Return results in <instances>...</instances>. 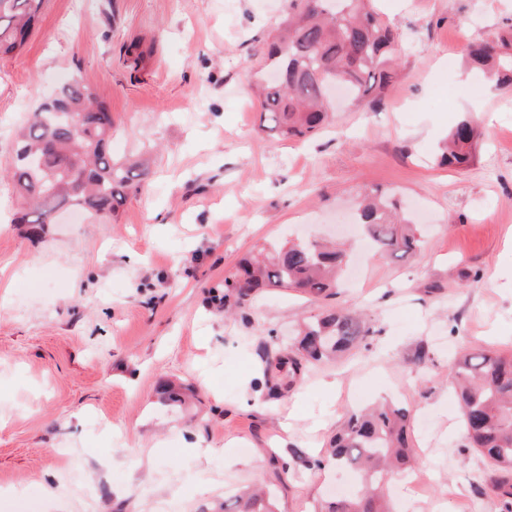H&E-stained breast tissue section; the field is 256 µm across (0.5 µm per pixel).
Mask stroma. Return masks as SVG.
<instances>
[{
	"instance_id": "stroma-1",
	"label": "stroma",
	"mask_w": 512,
	"mask_h": 512,
	"mask_svg": "<svg viewBox=\"0 0 512 512\" xmlns=\"http://www.w3.org/2000/svg\"><path fill=\"white\" fill-rule=\"evenodd\" d=\"M377 6L402 39L383 102L301 141L267 128L252 90L288 0H44L0 59V171L27 113L75 77L112 114L113 160H150L108 222L15 223L22 203L0 178V512H213L251 483L279 512H322L357 487L311 465L355 393L409 410V468L434 481L391 475L392 512H495L491 487L474 490L484 462L448 362L512 353V92L484 86L458 50L511 32L512 0ZM133 42L150 51L137 65ZM466 112L479 116L473 162L433 165ZM374 186L421 220L423 246L381 257L354 236L363 277L331 303L366 316L369 346L289 384L275 355L318 304L281 289L226 317L209 293L259 249L353 223ZM168 384L190 388L185 405L163 403ZM281 438L301 460L273 462Z\"/></svg>"
}]
</instances>
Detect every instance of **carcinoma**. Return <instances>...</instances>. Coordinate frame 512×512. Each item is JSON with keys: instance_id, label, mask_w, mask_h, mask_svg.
<instances>
[{"instance_id": "obj_1", "label": "carcinoma", "mask_w": 512, "mask_h": 512, "mask_svg": "<svg viewBox=\"0 0 512 512\" xmlns=\"http://www.w3.org/2000/svg\"><path fill=\"white\" fill-rule=\"evenodd\" d=\"M288 21L267 51L271 76L260 87V106L283 139L311 137L329 118L327 84L340 83L355 104L379 100L390 86L398 35L372 8V0H289ZM43 0H0V56L18 52L31 34ZM462 58L497 88H512V33L494 41L468 42ZM480 136L463 115L436 156L440 166L463 168L474 159ZM112 113L77 78L59 86L27 117L16 137L6 176L28 199L23 224H49L59 206L89 217H112L148 175L141 162L112 161ZM375 254L419 251L421 236L401 224L397 202L379 188L366 191L358 209ZM340 245L308 240L242 260L213 296L229 314L265 290L291 288L316 301L336 295L345 263ZM372 328L364 316L326 308L281 350L276 367H288L289 383L309 366L368 345ZM467 430V449L485 462L477 483L488 481L499 512H512V355L478 348L457 357L448 371ZM412 456L407 411L378 404L351 412L334 436L329 454L312 462L351 471L356 492L328 503L326 512H385L381 488L391 471ZM220 512H273L258 489L236 496Z\"/></svg>"}]
</instances>
